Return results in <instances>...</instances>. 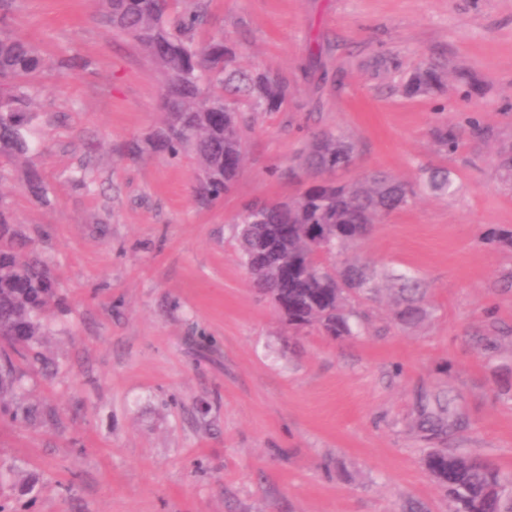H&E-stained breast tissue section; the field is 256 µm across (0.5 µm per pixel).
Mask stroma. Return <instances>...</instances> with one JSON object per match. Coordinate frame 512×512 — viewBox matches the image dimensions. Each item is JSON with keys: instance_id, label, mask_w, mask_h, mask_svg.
Masks as SVG:
<instances>
[{"instance_id": "stroma-1", "label": "stroma", "mask_w": 512, "mask_h": 512, "mask_svg": "<svg viewBox=\"0 0 512 512\" xmlns=\"http://www.w3.org/2000/svg\"><path fill=\"white\" fill-rule=\"evenodd\" d=\"M197 40L234 42L243 67L287 75V104L248 114L246 163L213 205L195 197L193 157L118 146L160 123L162 78L98 0H13L15 31L50 60L91 59L37 79L34 147L0 168V208L44 253L57 304L0 406L5 512H448L408 432L417 394L451 390L466 423L450 440L512 471V0H209ZM327 47L304 72L308 48ZM430 62L442 85L405 90ZM455 137L441 150L435 132ZM356 146L345 179L382 170L426 195L326 256L327 265L422 279L430 315L397 326L388 293L366 301L360 336L288 335L252 288L235 239L247 203L283 198L272 176L307 139ZM48 203L30 200L26 170Z\"/></svg>"}]
</instances>
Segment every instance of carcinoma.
<instances>
[{"mask_svg":"<svg viewBox=\"0 0 512 512\" xmlns=\"http://www.w3.org/2000/svg\"><path fill=\"white\" fill-rule=\"evenodd\" d=\"M10 0H0V157L19 159L31 150L34 80L47 62L40 49L7 29ZM103 21L134 40L163 76L162 124L146 139H131L122 155L147 151L170 158L194 156L196 196L212 203L228 194L246 160L237 101L244 97L258 112H278L289 93L288 78L270 70H244L235 46L222 37L199 42L196 29L207 18L202 0L176 10V0H100ZM442 82L431 66L420 67L407 90L421 94ZM354 144L341 132L312 135L297 157L309 180L285 198L255 201L238 218V251L253 286L282 302L286 324L295 332L313 328L339 339L358 333L357 306L379 292L375 273L348 265L331 269L323 256L364 237L371 225L406 206L420 192L448 191V174L430 172L423 184L375 172L347 182L336 171L355 162ZM26 190L48 202L42 177L31 172ZM394 286L393 318L412 327L427 316V289L404 274L387 275ZM56 291L46 260L34 247L24 251L6 213L0 210V352L26 360L42 325L52 314ZM20 381L15 364L0 380V399ZM463 423L456 396L442 389L419 396L411 426L429 444L423 465L448 498V512H512V473L488 457L444 443Z\"/></svg>","mask_w":512,"mask_h":512,"instance_id":"obj_1","label":"carcinoma"}]
</instances>
